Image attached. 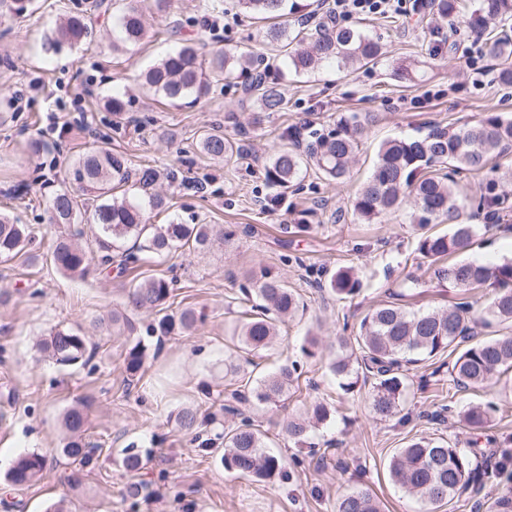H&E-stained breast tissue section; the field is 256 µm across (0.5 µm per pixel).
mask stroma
<instances>
[{"mask_svg": "<svg viewBox=\"0 0 512 512\" xmlns=\"http://www.w3.org/2000/svg\"><path fill=\"white\" fill-rule=\"evenodd\" d=\"M131 4L145 18L146 38L113 50L116 18ZM71 15L86 18L88 38L71 50L50 49L47 36ZM349 23L380 42L377 64L349 75L326 65L298 76L288 70L284 49L269 47L253 70L215 83L200 102L174 105L144 85L151 66L186 42L226 51L253 47L265 21L244 13L236 0H167L161 10L154 0H33L24 14L0 15V214L33 230L26 252L0 261V291L12 295L0 306V512H46L62 499L71 512H336L340 496L362 488L383 512H420V503L389 477L387 465L398 448L420 436L463 446L512 439V370L466 390L449 381L423 389L418 381L424 369L413 366L402 403L410 416L405 423L374 416L367 387L344 393L329 371L334 358L356 348L341 344L344 324H357L374 304L425 310L491 294L487 288L412 287L427 261L417 251L421 231L409 209L370 223L354 214L352 198L369 177L379 146L398 136H425L435 126L455 130L489 112L512 117V87L495 81L490 58L482 60L481 79L462 59L449 58V45L463 46L473 36L460 24L435 22L429 5L404 16H355ZM409 60L421 66L412 82L394 74ZM257 71L277 83L285 100L281 111H263L246 93ZM114 96L125 103L118 115L107 107ZM355 112L372 113L375 120L344 182L326 181L311 168L288 189L271 185L267 168L283 129H302L308 143ZM52 113L63 132H47ZM211 128L232 140V157L217 161L199 150L200 135ZM37 139L46 148L34 155L28 144ZM93 144L127 158L131 199L143 195L136 175L147 168L160 172L153 190L167 208L148 212L150 223L229 225L234 237L203 253L184 247L123 274L96 268L83 277L62 274L51 262L49 201ZM496 192L503 202L494 211L471 203L464 208V220L477 227L468 260H512V186ZM279 194L285 206L265 208V199ZM341 267L358 274L355 297L341 299L316 285L322 270ZM263 268L286 280L305 310L281 326L276 346L260 358L266 370L298 361L300 378L279 403L242 407L271 449L300 464L288 468L286 478L257 482L225 472L220 457L224 430L237 422L222 404L231 391L224 364L237 358L231 331L241 320L239 287L247 271ZM148 277L171 280L172 310L191 306L204 320L193 333H176L160 344L148 339L150 358L130 387L124 383L125 339L98 321L122 304L123 286ZM57 327L97 344L88 363L62 367L40 357L36 341ZM316 398L331 415L314 430L310 449L289 438L285 424ZM78 401L87 407L95 448L81 465L60 453L62 415ZM489 401L496 410L479 430L429 419L441 404L458 410ZM189 406L208 419V447L191 442L176 424L178 411ZM131 444L151 455L135 477L123 466ZM33 451L46 457L40 479L8 485L6 470L19 454ZM508 493L512 480L500 476L437 512H501L497 502Z\"/></svg>", "mask_w": 512, "mask_h": 512, "instance_id": "stroma-1", "label": "stroma"}]
</instances>
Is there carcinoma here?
Returning a JSON list of instances; mask_svg holds the SVG:
<instances>
[{"label":"carcinoma","mask_w":512,"mask_h":512,"mask_svg":"<svg viewBox=\"0 0 512 512\" xmlns=\"http://www.w3.org/2000/svg\"><path fill=\"white\" fill-rule=\"evenodd\" d=\"M239 6L270 24L262 34L261 45L289 48L288 64L297 72L313 71L325 63H333L341 72H351L358 66L375 64L381 57L377 41L362 31L336 24L330 18L320 20L309 31L290 28L277 19L295 13L297 0H238ZM433 13L450 21L467 12L468 29L483 39L488 56L495 62L499 81L512 85V0H473L467 9L465 0H433ZM121 43L137 46L146 36L139 10L129 7L118 18ZM87 25L78 16L64 19L55 29L53 45L77 44L86 33ZM259 57L254 51L241 54L220 52L204 65L198 48L187 43L162 59L145 73L146 83L170 100L199 101L219 77L230 78L236 70L254 65ZM265 111L283 108L284 98L264 74L257 75L247 88ZM372 121L369 115L354 113L336 121V128L319 135L300 153L297 143L299 130L287 128L282 138L293 146L275 150L268 166V180L286 188L302 172L313 166L330 181L343 180L350 171L364 125ZM512 144V118L496 113L487 114L478 123L454 131L433 127L422 138H395L384 142L377 152L375 168L354 196L353 210L359 218L372 221L400 209L413 201L414 221L424 229L432 223L451 225L446 234H423L418 241L419 254L432 261L436 268L432 278L440 286L453 289L492 287L495 293L484 307L486 324L497 322L512 325V262L477 264L465 260L446 266L442 259L467 251L477 234L476 226L461 219L463 205L458 199L457 182L453 175L460 171L480 172L501 150ZM201 150L217 159L233 154V145L221 133L207 132L200 140ZM448 166L441 174L438 167ZM70 180L76 191L57 192L49 205L50 223L55 230L52 258L58 271L66 275L85 276L93 260L105 269L124 272L148 257L167 256L184 247L198 251L209 249L215 237L231 240L232 230L215 229L212 224H148L142 206L134 201L114 197V191L128 179V162L124 155L100 148H88L71 171ZM90 195L97 201L92 215L95 233L92 251L77 242L81 231L74 228L82 217ZM31 230L0 216V259L9 260L21 253L31 241ZM133 245L125 247L127 240ZM248 285L240 288L243 301L250 303L246 319L234 333L236 348L250 354L270 348L277 336V326L288 321L300 308V299L288 284L269 269L246 275ZM325 284L341 299L355 296L360 281L350 268L341 267L327 273ZM171 296L170 282L153 277L129 286L126 307L133 312L155 313L151 330L163 337L176 329L190 331L202 321L193 308H184L178 315L165 313ZM470 306L458 303L449 309L408 311L395 302L380 303L361 319L355 336L360 357H338L329 371L341 379L346 393L358 383L370 385L369 400L373 414L387 418L400 412L404 392L409 386L408 366L434 361L444 354L455 355L449 371L450 382L459 388L483 385L502 370L512 369V334L507 332L487 340H473L469 322ZM112 328L128 333L129 347L125 357L127 385H132L143 366L145 342L134 335L135 324L120 312H112ZM40 351L63 367L75 366L95 354L86 339L70 329H56L39 345ZM299 378L296 364H285L276 372L246 380L247 389L235 390L231 398L240 404L255 399L260 403H277L288 395V388ZM493 403L470 406L459 413L460 420L473 428H483L490 419ZM179 429L198 439V429L205 420L193 409H183L176 416ZM68 441L62 448L64 456L83 463L94 447L85 441L88 425L87 406L77 404L64 415ZM310 421L297 418L286 424L288 436L304 444L308 439ZM502 460L512 459L505 448H481L474 441L468 448L441 437H418L397 450L389 461V474L406 493L432 507L450 501L464 493L471 484L480 487L493 476L482 467L481 460L492 454ZM147 459L130 446L124 463L128 472L138 473ZM224 470L255 478L272 479L285 472L281 456L268 450L260 431L250 420L224 431ZM46 465L38 452L20 455L6 473L14 486L36 481ZM336 512H382L380 502L366 489L350 492L336 502Z\"/></svg>","instance_id":"carcinoma-1"}]
</instances>
